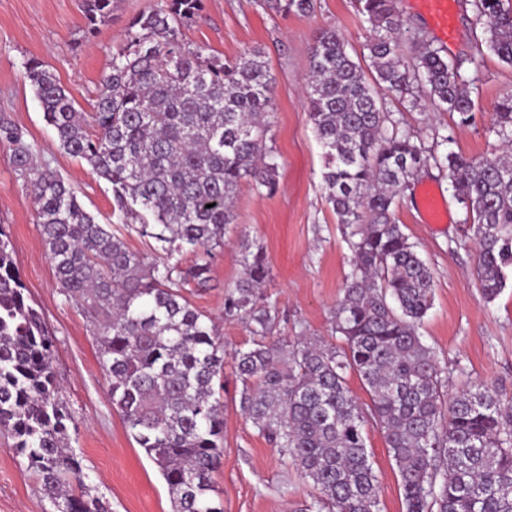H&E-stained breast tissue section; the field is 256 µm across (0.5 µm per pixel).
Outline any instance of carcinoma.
I'll return each mask as SVG.
<instances>
[{
	"mask_svg": "<svg viewBox=\"0 0 512 512\" xmlns=\"http://www.w3.org/2000/svg\"><path fill=\"white\" fill-rule=\"evenodd\" d=\"M266 5L305 16L316 0ZM112 6L85 0V35L98 32ZM462 7L482 31L473 53L487 49L512 66V0ZM356 8L373 30L367 67L335 31H323L310 48L306 87L326 200L352 253L334 313L341 345L271 339L278 313L263 293L270 266L262 246L246 250L242 276L224 291V319L247 323L252 336L233 355L240 408L312 481V512H379L368 416L397 466L405 512H512V406L481 384L443 405L445 371L418 332L433 305L434 274L394 216L422 169L446 167L478 244L481 298L494 301L512 271V152L438 157L401 130L380 92L421 87L433 106L469 120L475 102L461 74L468 58L450 60L422 40L410 62L397 38L404 20L396 0H357ZM202 9L203 0H157L132 18L98 87L93 134L56 76L36 58L23 63L59 147L111 184L113 214L139 224L166 259L131 251L112 225L98 223L70 185L35 163L26 132L0 117V144L31 187L61 294L97 326L112 406L165 480L172 512H223L211 474L224 452V341L184 290L209 287L241 183L268 194L278 187L266 148L275 78L257 52L223 61L179 40V26ZM493 132L512 145V93L497 103ZM184 252L195 254L191 265L170 262ZM55 350L0 226V430L54 512H109L82 481ZM352 373L371 395L367 410L349 389Z\"/></svg>",
	"mask_w": 512,
	"mask_h": 512,
	"instance_id": "carcinoma-1",
	"label": "carcinoma"
}]
</instances>
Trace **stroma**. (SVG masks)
<instances>
[{
    "label": "stroma",
    "instance_id": "stroma-1",
    "mask_svg": "<svg viewBox=\"0 0 512 512\" xmlns=\"http://www.w3.org/2000/svg\"><path fill=\"white\" fill-rule=\"evenodd\" d=\"M82 3L0 0V113L26 129L39 161L75 188L86 210L106 224L113 208L111 185L84 160L59 148L23 64L32 57L43 61L79 112L90 114L112 55L125 43L129 21L156 0H115L111 18L90 39L81 31ZM322 30L339 33L356 58L372 37L354 0H317L314 13L307 16L273 13L261 0H204L198 22L179 34L185 44L205 47L207 55L223 60L261 51L275 78L266 144L279 165L280 188L266 196L241 184L236 220L226 229L208 290L186 291L193 305L215 320L224 340V456L213 474L215 499L224 512H304L316 494L311 481L258 433L239 406L233 352L250 333L245 323L225 320L224 289L238 279L246 247L263 246L271 267L264 292L275 301L279 315L276 335L291 342L305 336L336 340L333 315L351 252L344 227L325 198V158L305 100L309 48ZM465 69L477 78L470 88L476 110L467 123L395 97L389 98L388 107L408 132L427 140L439 133L448 136L449 150L490 157L502 148L492 127L499 99L512 92V66L487 52ZM9 156V148L0 145V225L11 236L28 295L56 340L54 369L77 424L72 446L83 458L84 481L109 502L112 512H172L164 479L112 408L93 327L82 307L65 301L58 288L31 194L13 172ZM424 185L438 190L445 222L426 223L418 203ZM395 216L434 273V302L420 333L448 372L446 397L482 384L512 404V280L494 301L481 299L477 246L447 172L431 165L418 174L398 200ZM366 433L379 480L380 510L405 512L399 474L383 434L371 423ZM13 444L11 436L0 433V512H53Z\"/></svg>",
    "mask_w": 512,
    "mask_h": 512
}]
</instances>
